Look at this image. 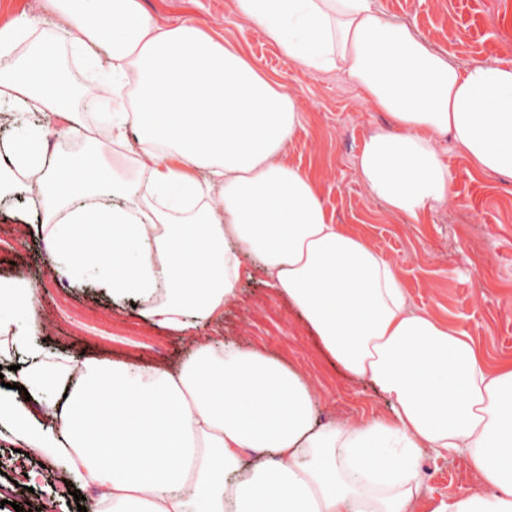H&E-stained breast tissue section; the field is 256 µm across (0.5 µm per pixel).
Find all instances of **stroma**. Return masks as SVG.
<instances>
[{
    "label": "stroma",
    "mask_w": 512,
    "mask_h": 512,
    "mask_svg": "<svg viewBox=\"0 0 512 512\" xmlns=\"http://www.w3.org/2000/svg\"><path fill=\"white\" fill-rule=\"evenodd\" d=\"M162 25L192 22L233 43L267 76L299 95L301 121L287 152L321 185L320 199L333 223L346 225L379 248L392 262L414 307L467 329L492 361L512 360V178L477 171L452 144L441 150L456 177V196L421 222L387 212L365 192L356 174L368 134L389 124L360 90L339 73H308L253 26L235 15L229 0H141ZM407 23L435 49L460 64L489 60L512 66V0H375ZM21 203L0 205V277L20 278L37 288L48 349L65 337L76 360L131 358L169 363L193 341L207 336L234 338L262 347L298 367L322 396L319 421H356L384 414V398L369 384L350 380L324 351L317 336L286 299L259 274L242 277L240 300L201 330L178 335L151 322L140 309L115 313L93 276L75 281L44 262L38 234L21 235L14 216ZM37 477L32 488H13L18 460ZM419 512L477 480L461 458H424ZM61 470L43 467L34 453L19 455L0 431V488L7 505L0 512H37L52 503L55 512H76L72 497L59 498Z\"/></svg>",
    "instance_id": "35a3bbf8"
}]
</instances>
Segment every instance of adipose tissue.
I'll return each mask as SVG.
<instances>
[{"label": "adipose tissue", "mask_w": 512, "mask_h": 512, "mask_svg": "<svg viewBox=\"0 0 512 512\" xmlns=\"http://www.w3.org/2000/svg\"><path fill=\"white\" fill-rule=\"evenodd\" d=\"M58 33L106 46L96 66L118 106L106 134L73 100L57 36L0 26V102L19 124L0 197L24 194L49 230V265L99 271L115 310L183 333L238 300L244 270L287 298L346 375L388 411L322 424L307 377L255 346L207 339L179 361L75 360L48 352L35 289L0 279V426L103 493L91 512H418L427 456L463 458L478 485L433 512H512V362H490L463 327L413 309L395 266L333 223L320 187L288 158L296 95L229 41L159 26L140 0H44ZM235 14L309 73L338 71L387 113L358 158L368 195L412 220L445 207L455 175L440 142L512 177V66H460L373 0H230ZM82 154L47 153L37 116ZM141 134L136 179L111 163ZM206 179H199V172ZM222 204L214 206L212 194Z\"/></svg>", "instance_id": "obj_1"}]
</instances>
